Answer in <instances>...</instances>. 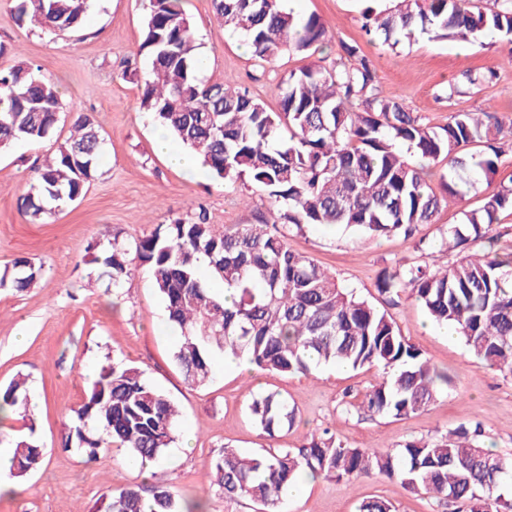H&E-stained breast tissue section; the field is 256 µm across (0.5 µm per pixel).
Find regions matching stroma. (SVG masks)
<instances>
[{"label": "stroma", "instance_id": "1", "mask_svg": "<svg viewBox=\"0 0 512 512\" xmlns=\"http://www.w3.org/2000/svg\"><path fill=\"white\" fill-rule=\"evenodd\" d=\"M14 0H0V69L19 64L58 83L65 110L53 139L19 142L0 151V273L20 257L43 264L36 288H0V388L26 378L27 415L0 420V432L33 434L44 461L25 477L0 475V512H96L110 490L151 481L191 497L208 491L210 512H258L256 504L226 501L211 483L214 464L225 449L253 453L262 448H298L307 437L330 429L344 446L392 450L405 441L438 438L459 426H480L485 447L512 454V376L474 358L463 342L433 325L413 299L390 305L377 290L384 271L430 259L455 261L438 243L448 228L461 224L464 211L480 206L500 181L512 178V146L504 147L494 181L478 179L463 202L441 207L416 239L398 234L368 238L341 226L289 230L290 249L334 272L355 293L386 310L403 336L415 344L453 383L424 411L407 417L370 418L346 410L359 403L380 378L377 368L328 365L313 374L282 375L258 370L245 377L213 360L210 381L188 386L173 361L178 333L168 326L164 305L146 268H138L121 288L96 280L93 247L103 238L122 241L149 234L203 207L212 223L234 228L269 217L266 196L239 182L211 176L191 180L154 143L157 127L139 107L150 61L139 50L144 9L141 0H96L84 25L58 36L19 19ZM361 0H298L296 14L319 16L329 40L317 50L284 51L273 63L255 59L243 38L216 22L211 0H187L194 35L206 61L203 75L213 82L245 88L270 111L279 109L283 73L311 65L328 66L342 46L358 47L370 63L384 95L406 105L425 123L445 125L458 111L497 113L512 118V61L500 45L483 38L466 44L421 37L389 47L366 33ZM482 77L480 85L466 75ZM459 93L449 96V84ZM91 114L105 139L98 174L85 194L46 223H36L21 202L35 180V168L59 140L69 136V110ZM133 364L165 392L179 410V433L191 435L190 449L169 448L149 469L129 465L123 448L103 450L96 460L64 449L67 415L91 389L104 362ZM276 391L297 411L293 428L267 437L252 423L248 407L259 395ZM390 501L396 512H466L415 495L399 482L373 478L313 479L281 512H356L369 498Z\"/></svg>", "mask_w": 512, "mask_h": 512}]
</instances>
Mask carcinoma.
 <instances>
[{
    "instance_id": "1",
    "label": "carcinoma",
    "mask_w": 512,
    "mask_h": 512,
    "mask_svg": "<svg viewBox=\"0 0 512 512\" xmlns=\"http://www.w3.org/2000/svg\"><path fill=\"white\" fill-rule=\"evenodd\" d=\"M21 19L58 35L80 28L95 0H15ZM140 52L151 60L140 107L202 161L216 180L241 181L271 200V221L226 230L210 223L204 208L178 217L131 244L117 237L95 245L97 277L121 286L136 263L149 269L169 324L180 331L173 360L193 387L211 379L213 357L246 356L261 370L311 374L323 365L352 369L376 366L381 381L367 391L359 409L370 417H405L427 408L448 375L439 373L402 336L394 319L312 258L288 247L285 230L341 225L375 238L399 233L415 238L442 203L475 187L470 172L497 173L499 143L512 142V119L494 112H454L448 123L422 118L378 89L368 61L355 46L330 66H309L281 76L280 109L270 112L246 89H229L200 77L203 58L186 0H143ZM220 26L239 32L252 56L271 63L283 49L310 51L329 38L315 15L300 17L282 0H212ZM365 29L395 46L427 34L437 40L477 41L489 35L512 58V0H397L385 9H363ZM61 100L56 83L25 66L0 70V148L38 143L55 132ZM407 145L419 162L406 158ZM104 139L83 112L72 130L38 168L22 206L45 222L84 195L98 171ZM444 162L448 174L437 194L426 168ZM512 211V179L487 195L463 223L448 228L441 251L466 248L489 238L499 213ZM206 261L209 273H199ZM43 268L20 258L0 286L17 291L35 286ZM234 290L217 296L211 282ZM378 292L396 304L410 295L431 320L454 328L468 351L492 368L512 375V251L465 254L450 265L428 262L386 271ZM21 380L0 390V416L24 412ZM254 424L271 436L293 427L297 412L276 392L250 406ZM481 430L461 426L440 438L409 440L395 452L347 448L325 428L297 450L264 448L244 454L226 448L215 464L224 499L245 498L279 512L283 487L312 477L396 478L414 494L462 501L470 512H512V457L484 448ZM178 435L174 402L132 365L105 364L83 402L70 409L65 446L97 457L114 445L142 461L161 460ZM43 461L29 436L13 439L11 470L22 477ZM111 512H205L203 499L182 501L163 485L112 493ZM357 512H393L381 498L362 501Z\"/></svg>"
}]
</instances>
